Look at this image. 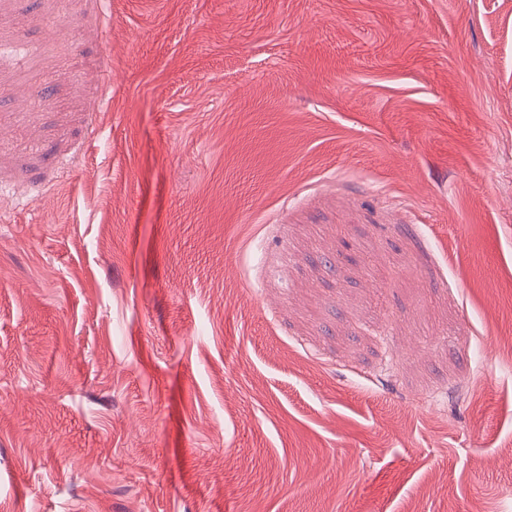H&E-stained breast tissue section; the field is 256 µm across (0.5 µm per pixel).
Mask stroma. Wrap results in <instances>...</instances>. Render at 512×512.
Listing matches in <instances>:
<instances>
[{"label":"stroma","mask_w":512,"mask_h":512,"mask_svg":"<svg viewBox=\"0 0 512 512\" xmlns=\"http://www.w3.org/2000/svg\"><path fill=\"white\" fill-rule=\"evenodd\" d=\"M0 512H512V0H0Z\"/></svg>","instance_id":"obj_1"}]
</instances>
